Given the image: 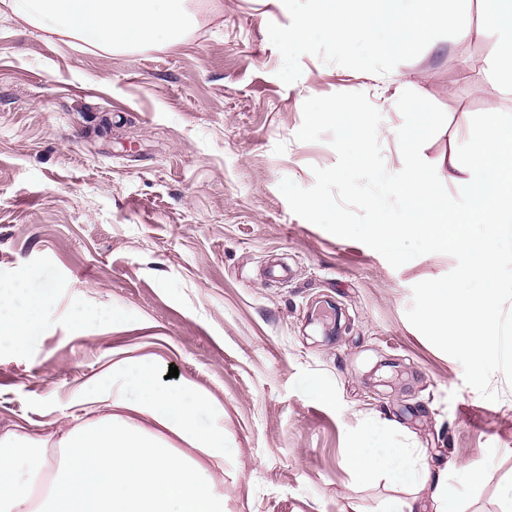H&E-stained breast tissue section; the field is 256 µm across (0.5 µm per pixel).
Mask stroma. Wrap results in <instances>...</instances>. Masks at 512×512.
<instances>
[{"label": "stroma", "instance_id": "obj_1", "mask_svg": "<svg viewBox=\"0 0 512 512\" xmlns=\"http://www.w3.org/2000/svg\"><path fill=\"white\" fill-rule=\"evenodd\" d=\"M192 8L181 44L133 52L0 13V283L47 293L38 336L0 339V438L43 455L52 479L70 455L56 445L62 417L115 352L151 360L162 388L210 397L197 425L223 429L220 457L144 426L200 463L221 512H385L395 498L433 512L440 474L460 512H512V386L494 375L499 399L484 400L406 318L413 285L454 259L393 268L295 215L278 188L311 187L313 168L336 163L328 139L294 135L307 98L338 92L380 111L392 173L401 92L434 102L447 120L421 154L447 167L473 115L512 113V86L491 70L498 46L439 38L386 75L305 55L287 85L267 32L290 22L282 0ZM325 308L340 313L329 343ZM370 432L428 481L402 489L349 470L347 449Z\"/></svg>", "mask_w": 512, "mask_h": 512}]
</instances>
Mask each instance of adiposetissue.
<instances>
[{
	"instance_id": "ef3b65f1",
	"label": "adipose tissue",
	"mask_w": 512,
	"mask_h": 512,
	"mask_svg": "<svg viewBox=\"0 0 512 512\" xmlns=\"http://www.w3.org/2000/svg\"><path fill=\"white\" fill-rule=\"evenodd\" d=\"M188 0H0L20 22L50 35H66L105 51L144 48L160 42L180 43L193 20ZM460 38L494 41L501 54L493 70L512 82V0H492L484 24L458 28ZM20 304L0 302V323L11 326V337L24 341L40 330L44 291L24 282L14 288ZM139 398L129 402L112 394L111 379H103L81 395L80 406L98 413L93 423L66 430L62 447L86 454L53 479L44 499L45 512H218L209 480L196 465L174 456L164 442L115 408L150 419L210 457L220 456L224 435L201 431L195 416L212 408L209 397L163 389L154 368L142 366L130 374ZM348 468L360 474L378 473L394 486L423 482L422 471L401 449L371 445L348 449ZM45 467L37 454H0V506L29 503Z\"/></svg>"
}]
</instances>
